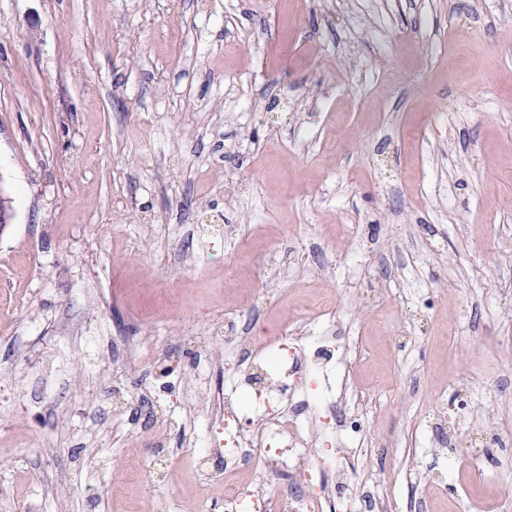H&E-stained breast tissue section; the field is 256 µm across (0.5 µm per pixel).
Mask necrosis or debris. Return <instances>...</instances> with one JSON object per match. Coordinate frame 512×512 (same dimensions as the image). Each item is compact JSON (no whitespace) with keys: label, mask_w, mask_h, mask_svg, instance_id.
I'll use <instances>...</instances> for the list:
<instances>
[{"label":"necrosis or debris","mask_w":512,"mask_h":512,"mask_svg":"<svg viewBox=\"0 0 512 512\" xmlns=\"http://www.w3.org/2000/svg\"><path fill=\"white\" fill-rule=\"evenodd\" d=\"M224 358L238 368L242 396L225 394L214 406L215 427L197 450L194 469L208 476L223 460L231 475L224 483V512H392L376 491H358L351 456L368 430L365 401L349 388L354 362L342 320L322 325L296 322L290 335L256 329L253 316L226 324ZM429 445L464 441L462 455L475 469L485 467L478 437L512 446L491 418L474 421L473 438L448 422V402L438 400ZM251 472L255 481L236 476Z\"/></svg>","instance_id":"1"}]
</instances>
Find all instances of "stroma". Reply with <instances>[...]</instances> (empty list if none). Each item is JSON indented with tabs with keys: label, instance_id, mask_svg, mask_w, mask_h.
<instances>
[{
	"label": "stroma",
	"instance_id": "stroma-1",
	"mask_svg": "<svg viewBox=\"0 0 512 512\" xmlns=\"http://www.w3.org/2000/svg\"><path fill=\"white\" fill-rule=\"evenodd\" d=\"M0 189V512H223L189 461L252 308L351 317L395 512L439 390L512 428V0H0Z\"/></svg>",
	"mask_w": 512,
	"mask_h": 512
}]
</instances>
